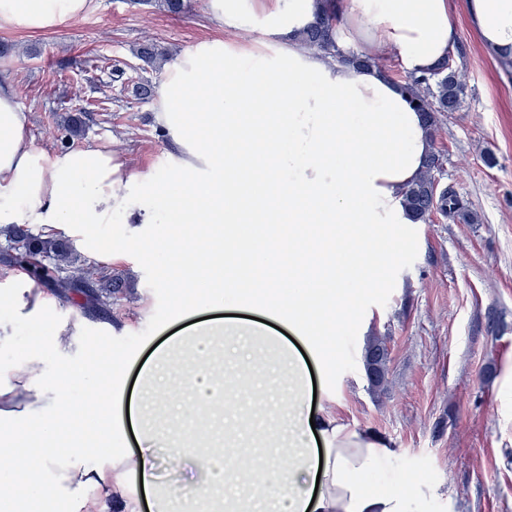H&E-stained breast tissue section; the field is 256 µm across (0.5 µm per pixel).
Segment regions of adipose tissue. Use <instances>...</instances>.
Instances as JSON below:
<instances>
[{"label": "adipose tissue", "mask_w": 512, "mask_h": 512, "mask_svg": "<svg viewBox=\"0 0 512 512\" xmlns=\"http://www.w3.org/2000/svg\"><path fill=\"white\" fill-rule=\"evenodd\" d=\"M221 34L166 64L153 97L166 139L158 168L131 172L111 148L39 151L12 80L0 76V228L111 223L144 249L169 243L178 268L164 285L171 311L245 306L261 320L215 317L165 337L127 393L130 356L89 359L80 319L48 313L24 272L0 271V347L15 323L44 328L0 370V512L66 500L71 512H409L402 491L374 490L363 474L392 450L309 403L304 355L334 360L341 314L359 317L361 292L384 288L403 261L391 226L408 223L403 193L432 150L399 81L377 67L307 48L300 31L322 10L332 38L355 54L387 53L405 71L431 72L458 38L450 0H208ZM90 0H0V28L47 30L80 19ZM482 47L512 59V0H464ZM158 224L173 225L168 238ZM285 324L272 334L267 320ZM278 364L279 392L251 374L253 348ZM101 389L86 423L68 398L87 381ZM178 399L180 416L224 409V442L147 423L150 406ZM273 409L287 438L252 457L241 401Z\"/></svg>", "instance_id": "adipose-tissue-1"}]
</instances>
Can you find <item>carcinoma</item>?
<instances>
[{"mask_svg": "<svg viewBox=\"0 0 512 512\" xmlns=\"http://www.w3.org/2000/svg\"><path fill=\"white\" fill-rule=\"evenodd\" d=\"M336 17L326 11L315 23L300 32V37L315 47L340 60H353L355 55L340 48L330 38L329 31ZM136 56L148 65L160 66L166 61L156 41L148 39L136 50ZM466 82L463 75L449 61H444L428 74L411 75L404 82V89L422 113L430 134H435L441 118L456 112L463 103ZM443 169V155L433 151L428 157L425 170L417 181L404 193V204L413 221L426 224L436 214L459 219L465 224L479 223V215L451 188H439L438 175ZM8 242L16 245L3 260L13 266L23 265L30 269V277L40 286L50 288L67 301L81 300L84 307L94 314L105 311L112 301L126 299L134 285L131 277L122 271L105 273L93 266H77L72 259V248L62 238H42L31 233L27 226H14L5 231ZM387 340L374 336L367 340L363 363L369 389L382 392L388 376Z\"/></svg>", "mask_w": 512, "mask_h": 512, "instance_id": "obj_1", "label": "carcinoma"}]
</instances>
